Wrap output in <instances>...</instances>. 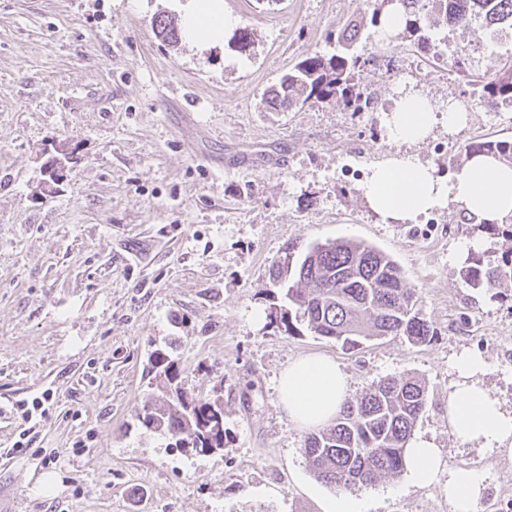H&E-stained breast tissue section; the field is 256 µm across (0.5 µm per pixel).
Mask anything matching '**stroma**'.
I'll list each match as a JSON object with an SVG mask.
<instances>
[{
  "instance_id": "1",
  "label": "stroma",
  "mask_w": 512,
  "mask_h": 512,
  "mask_svg": "<svg viewBox=\"0 0 512 512\" xmlns=\"http://www.w3.org/2000/svg\"><path fill=\"white\" fill-rule=\"evenodd\" d=\"M186 2L0 0V499L25 512H323L338 491L313 476L305 432L277 395L290 362L322 355L349 375L353 399L408 373L427 386L415 430L443 449L446 470L426 487L399 475L353 490L367 512H450L448 473L461 467L483 475L477 512L512 502V455L460 444L448 427L464 352L484 359L482 382L512 410V296L464 288L459 251L479 239L494 263L512 240L460 223L451 202L433 224H383L362 192L371 165L402 150L382 120L398 83L440 107L410 152L442 180L473 140L512 138V107L485 105L446 65L459 56L484 70L512 54V29L437 26L447 60L434 63L380 38L367 0H222L233 23L217 44L163 42L155 17L181 23ZM355 23L351 52L379 57L357 78L368 111L264 108L283 74L334 52ZM242 27L254 33L244 51ZM460 98L470 110L452 129L445 107ZM63 144L65 177L43 192ZM343 238L396 261L430 341L349 349L270 323L282 304L270 264L288 246ZM164 347L184 394L222 405L223 450L186 452L144 427L148 359ZM45 392L34 434L13 452L22 404Z\"/></svg>"
}]
</instances>
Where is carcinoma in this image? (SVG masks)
I'll return each mask as SVG.
<instances>
[{"instance_id": "cac0c4a2", "label": "carcinoma", "mask_w": 512, "mask_h": 512, "mask_svg": "<svg viewBox=\"0 0 512 512\" xmlns=\"http://www.w3.org/2000/svg\"><path fill=\"white\" fill-rule=\"evenodd\" d=\"M394 1L405 15L398 37L438 59L442 55L432 26L440 22L466 27L480 19L490 27L512 26V0H371V23L378 24ZM368 64H375V58L346 50L308 56L282 76L266 103L274 110H289L310 102L341 100L349 111L359 112L362 97L356 75ZM450 71L469 78L488 106H512V55L495 59L479 74L455 58ZM477 154L512 164V140L474 141L465 149V158ZM461 279L463 287L473 291H506L512 288V255L498 265L485 266L472 250ZM270 282L287 300L279 325L289 334L299 322L313 334L352 349L391 335L421 344L434 334L396 262L364 241L310 245L296 259L288 252L272 265ZM150 370L161 382L162 395L159 404L145 411L143 425L166 431L176 443L197 452L226 447L224 410L218 403L188 399L174 385L177 363L160 349L152 354ZM427 404L426 382L417 375L387 378L370 386L343 407L332 425L305 437L304 454L311 472L326 485L343 490L372 486L383 477L399 474L407 442Z\"/></svg>"}]
</instances>
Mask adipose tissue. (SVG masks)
<instances>
[{
	"mask_svg": "<svg viewBox=\"0 0 512 512\" xmlns=\"http://www.w3.org/2000/svg\"><path fill=\"white\" fill-rule=\"evenodd\" d=\"M184 33L195 42H214L229 20L219 0H189ZM436 105L426 94L408 88L398 92L383 116L391 139L413 144L432 132ZM371 211L385 224H404L447 202L477 220L499 222L512 216V166L491 156H477L462 166L452 182L442 181L433 167L409 153L375 163L363 187ZM458 379L448 397V424L464 445L490 452L512 451V411L484 387V360L470 353L457 360ZM349 393V378L325 356H305L289 364L279 380V398L289 418L304 430L318 429L335 418ZM445 457L434 439L419 433L408 442L404 475L415 486H428L445 472ZM448 474L451 512H476L484 495L483 478L474 468Z\"/></svg>",
	"mask_w": 512,
	"mask_h": 512,
	"instance_id": "obj_1",
	"label": "adipose tissue"
}]
</instances>
